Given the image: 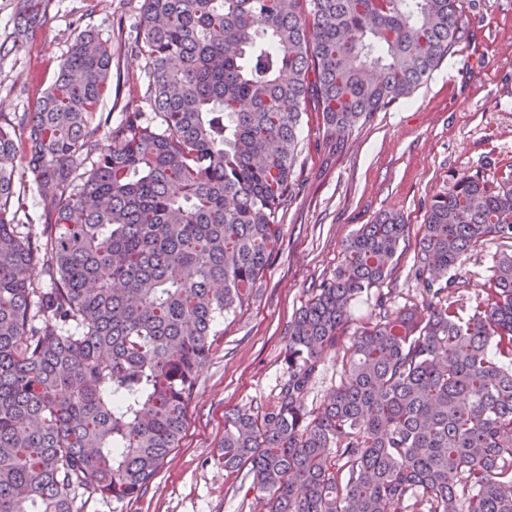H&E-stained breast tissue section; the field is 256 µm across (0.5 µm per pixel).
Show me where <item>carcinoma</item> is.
I'll use <instances>...</instances> for the list:
<instances>
[{
	"instance_id": "obj_1",
	"label": "carcinoma",
	"mask_w": 512,
	"mask_h": 512,
	"mask_svg": "<svg viewBox=\"0 0 512 512\" xmlns=\"http://www.w3.org/2000/svg\"><path fill=\"white\" fill-rule=\"evenodd\" d=\"M46 10L21 0L12 50ZM140 26L153 118L112 126L99 112L112 50L92 30L32 111L0 117V512H73L79 490L122 502L150 484L211 337L280 238L303 114L343 151L429 77L465 21L460 0H143ZM20 165L48 214L25 232ZM407 230L387 212L348 241L290 325L276 399L224 416V467H250L268 512H512V255L468 319L442 297L472 248L512 239V179L463 175L433 197L425 306L361 327L341 383L305 407L322 353Z\"/></svg>"
}]
</instances>
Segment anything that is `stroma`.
Wrapping results in <instances>:
<instances>
[{
    "instance_id": "35a3bbf8",
    "label": "stroma",
    "mask_w": 512,
    "mask_h": 512,
    "mask_svg": "<svg viewBox=\"0 0 512 512\" xmlns=\"http://www.w3.org/2000/svg\"><path fill=\"white\" fill-rule=\"evenodd\" d=\"M142 4L50 0L47 22L25 47L0 55V113L31 111L86 29L112 50V90L101 112L120 119L131 100L150 112L136 51ZM463 9L468 24L452 52L409 98L356 127L342 153L318 147V115L304 113L295 193L278 214L280 240L249 306L213 338L178 447L137 497L118 503L80 494L73 512H265V494L248 468L224 466V416L253 414L273 401L286 375L289 326L332 278L346 242L387 211L403 214L409 226L390 275L362 296L340 345L323 355L305 398L314 412L343 379L345 350L361 325L422 305L418 242L432 197L464 174L492 181L512 174V58L501 54L512 46V0H463ZM510 250L511 240L487 239L452 270L446 295L461 317L485 299L494 259Z\"/></svg>"
}]
</instances>
